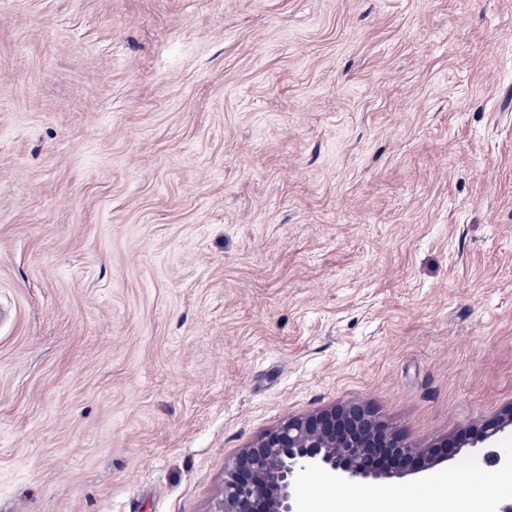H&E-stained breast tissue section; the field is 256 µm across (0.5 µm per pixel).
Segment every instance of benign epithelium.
<instances>
[{"mask_svg":"<svg viewBox=\"0 0 512 512\" xmlns=\"http://www.w3.org/2000/svg\"><path fill=\"white\" fill-rule=\"evenodd\" d=\"M512 434V402L461 431L456 440L418 448L362 402L335 403L290 415L243 448L224 469L215 512H301L305 476L327 474L338 483L402 477L452 459L463 448H488V461L512 468V453L495 445Z\"/></svg>","mask_w":512,"mask_h":512,"instance_id":"obj_1","label":"benign epithelium"}]
</instances>
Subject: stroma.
Returning <instances> with one entry per match:
<instances>
[{"instance_id":"1","label":"stroma","mask_w":512,"mask_h":512,"mask_svg":"<svg viewBox=\"0 0 512 512\" xmlns=\"http://www.w3.org/2000/svg\"><path fill=\"white\" fill-rule=\"evenodd\" d=\"M345 401H512V0H0V512H214Z\"/></svg>"}]
</instances>
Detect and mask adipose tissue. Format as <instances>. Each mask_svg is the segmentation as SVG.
I'll return each mask as SVG.
<instances>
[{
  "label": "adipose tissue",
  "mask_w": 512,
  "mask_h": 512,
  "mask_svg": "<svg viewBox=\"0 0 512 512\" xmlns=\"http://www.w3.org/2000/svg\"><path fill=\"white\" fill-rule=\"evenodd\" d=\"M444 492L431 497H417L396 502L390 497H370L357 502L338 496L309 495L305 512H486L483 500L467 501L457 492L456 479L444 483Z\"/></svg>",
  "instance_id": "1"
}]
</instances>
